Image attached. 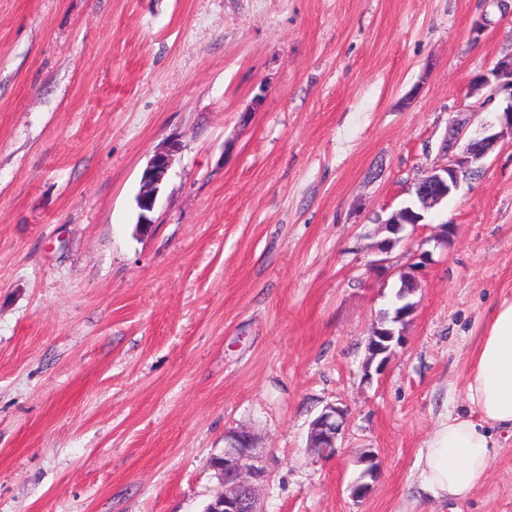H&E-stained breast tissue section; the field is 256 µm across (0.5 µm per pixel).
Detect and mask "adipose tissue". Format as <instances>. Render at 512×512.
<instances>
[{
	"instance_id": "obj_1",
	"label": "adipose tissue",
	"mask_w": 512,
	"mask_h": 512,
	"mask_svg": "<svg viewBox=\"0 0 512 512\" xmlns=\"http://www.w3.org/2000/svg\"><path fill=\"white\" fill-rule=\"evenodd\" d=\"M460 391L469 412H446L417 456L411 484L419 512H462L484 483L501 436L512 438V299L492 312Z\"/></svg>"
}]
</instances>
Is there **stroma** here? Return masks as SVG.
<instances>
[{"label": "stroma", "instance_id": "stroma-1", "mask_svg": "<svg viewBox=\"0 0 512 512\" xmlns=\"http://www.w3.org/2000/svg\"><path fill=\"white\" fill-rule=\"evenodd\" d=\"M511 57L512 0H0V512H203L234 429L260 512H416L415 458L512 297V141L388 254L455 228L368 379L399 287L369 264L450 119L498 124L472 81ZM462 512H512V441ZM177 149V145L173 143L155 151L143 171L141 188L136 197L137 207L140 210L137 224L143 228H148L154 223L151 214L155 209L158 195L173 164ZM393 322V314L391 316L389 312H384L376 326L379 328H387ZM373 331L372 329L370 333L372 338L367 347L369 354V361L365 365V376L367 377H371L370 370L374 362H376L375 371L380 374L393 356L395 349L404 342L403 331L396 330L395 328L381 330L377 335H374ZM348 419V410L331 404L326 406L311 423L309 448L314 450L324 445L323 452L335 448L336 439L343 430ZM360 462L365 464V468L360 473V476L354 485L353 492L356 496L365 497L372 491L374 483L363 482L360 477H373L375 480H377L379 476V464L373 455L364 457Z\"/></svg>", "mask_w": 512, "mask_h": 512}]
</instances>
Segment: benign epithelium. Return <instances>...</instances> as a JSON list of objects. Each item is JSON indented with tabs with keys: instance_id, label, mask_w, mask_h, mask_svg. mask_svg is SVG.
<instances>
[{
	"instance_id": "7a95c632",
	"label": "benign epithelium",
	"mask_w": 512,
	"mask_h": 512,
	"mask_svg": "<svg viewBox=\"0 0 512 512\" xmlns=\"http://www.w3.org/2000/svg\"><path fill=\"white\" fill-rule=\"evenodd\" d=\"M476 82L480 86L491 88L483 104L491 105L500 95L512 101V60L496 64L489 72L479 75ZM469 127L470 119L467 117L458 115L449 121L448 135L442 146V153L447 161L428 169L415 182V192L421 208L427 210L452 195L459 188L462 177L471 170L479 169L482 161L505 135L512 136V107L503 112L501 130L498 132L492 125H486L474 133L469 132ZM176 152L177 145L174 143L155 151L143 171L136 203L140 210L138 224L144 228L153 224L151 214ZM383 226L390 233V237L382 242L378 252L387 254L400 241L398 234L404 224L398 222V215L394 212ZM431 259L432 253L420 248L413 253L411 262L399 270V274L413 280L415 274ZM403 342V332L394 328L381 330L372 336L367 347L369 361L365 365V376H371L372 369L378 374L381 373L395 349ZM347 419V409L334 404L326 406L311 423L309 448L321 446L325 452L333 450ZM222 458L223 471L218 473L224 485V491L219 496L220 512H258L257 497L266 480V474L258 466L259 453L254 435L240 430L225 433ZM361 462L365 464L361 476L367 478V481L357 480L353 492L359 497H365L373 489V484L368 479L378 478L379 466L372 455L364 457Z\"/></svg>"
}]
</instances>
